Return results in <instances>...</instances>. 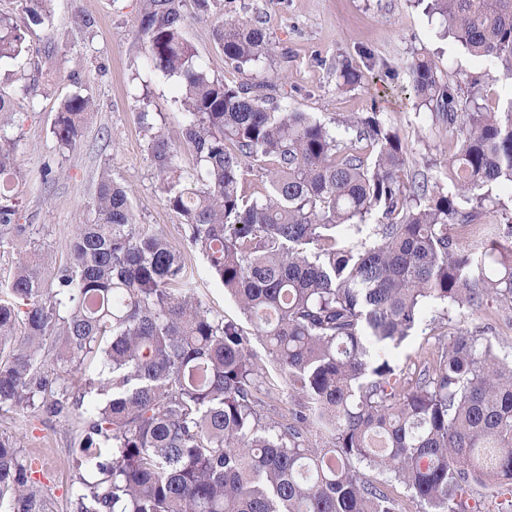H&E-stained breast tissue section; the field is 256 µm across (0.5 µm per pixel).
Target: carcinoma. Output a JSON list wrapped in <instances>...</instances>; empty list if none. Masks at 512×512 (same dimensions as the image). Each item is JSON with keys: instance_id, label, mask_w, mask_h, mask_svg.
Returning <instances> with one entry per match:
<instances>
[{"instance_id": "carcinoma-1", "label": "carcinoma", "mask_w": 512, "mask_h": 512, "mask_svg": "<svg viewBox=\"0 0 512 512\" xmlns=\"http://www.w3.org/2000/svg\"><path fill=\"white\" fill-rule=\"evenodd\" d=\"M52 0L0 12V60L49 32ZM444 33L512 79V0H415ZM212 0H140L147 65L178 78L181 138L140 113L162 202L250 327L217 318L189 290L187 264L138 223L105 171L75 224L65 263L46 267L31 224L15 223L16 122L0 93V412L70 417L80 478L71 512H399L378 471L422 512H479L477 487L512 484V360L490 324L460 326L436 358L406 372L384 349L423 322L429 303L452 321L494 304L512 321V216L482 222L492 189L512 185V101L491 111L461 100L417 59L418 103L457 133L445 179L407 175L406 147L378 112L334 132L273 106L265 83L230 85L200 67L185 36ZM224 62L243 70L273 55L259 18L215 27ZM338 86L359 83L343 62ZM91 99L58 107L59 148L80 141ZM195 156L181 166V151ZM251 161L269 190L246 198ZM373 240L356 238L372 213ZM288 391V419L268 423L263 367ZM110 393L100 403L94 395ZM44 491L0 433V512H44Z\"/></svg>"}]
</instances>
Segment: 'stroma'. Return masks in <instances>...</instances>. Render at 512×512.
Wrapping results in <instances>:
<instances>
[{
    "label": "stroma",
    "instance_id": "stroma-1",
    "mask_svg": "<svg viewBox=\"0 0 512 512\" xmlns=\"http://www.w3.org/2000/svg\"><path fill=\"white\" fill-rule=\"evenodd\" d=\"M139 9V0H54L49 37L33 38L17 60L0 61V92L10 97L17 122L16 221L38 229L49 265L65 262L73 226L100 173L109 171L128 189L139 223L161 231L184 255L189 286L203 306L213 316L239 322V307L204 256L189 248L185 225L160 199L139 115L153 113L171 140H178L180 85L145 63L135 41ZM227 13L261 18L275 49L270 63L245 71L225 65L214 28ZM82 14L93 19L90 30H82ZM185 36L210 76L235 84L280 73L278 104L311 113L330 128L365 112L380 113L407 147L411 170L443 162L456 151L447 125L405 92L414 60L431 57L453 84L490 72L485 59L443 36L439 20L414 0H218L215 17L188 19ZM52 41L75 44L76 51L47 65ZM345 61L361 71L362 81L340 88L336 68ZM30 84L35 94L25 93ZM77 92L90 95L94 107L80 144L61 157L51 128L61 100ZM54 159L61 161L63 174L43 183L40 171ZM440 313L439 305H429L423 323L401 346L389 349V357L402 366L431 358L457 329L441 321ZM0 432L19 439L34 480L46 491V512H70L79 478L72 466L71 420L30 410L0 412Z\"/></svg>",
    "mask_w": 512,
    "mask_h": 512
}]
</instances>
